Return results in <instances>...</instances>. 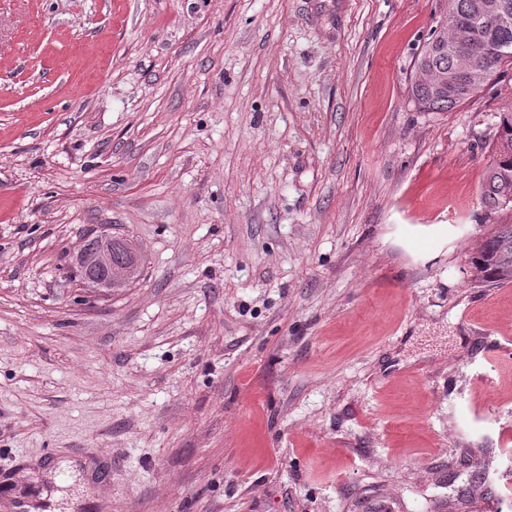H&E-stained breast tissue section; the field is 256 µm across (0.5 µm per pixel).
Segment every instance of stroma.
<instances>
[{"mask_svg": "<svg viewBox=\"0 0 512 512\" xmlns=\"http://www.w3.org/2000/svg\"><path fill=\"white\" fill-rule=\"evenodd\" d=\"M449 9L0 0V512H512V65L418 111ZM483 204L491 211H512V103L499 112L498 135L482 180ZM469 268L475 284L512 283V224L492 225L474 248ZM103 240L101 243H84L80 250L79 261L85 266L90 281L99 283L100 287L123 288L133 282L139 275L141 269V257L130 241L121 237H113ZM112 253L116 255L117 267L129 258L135 261L134 265L124 275L112 277L114 270L112 264Z\"/></svg>", "mask_w": 512, "mask_h": 512, "instance_id": "1", "label": "stroma"}]
</instances>
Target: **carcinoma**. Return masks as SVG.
Listing matches in <instances>:
<instances>
[{"instance_id":"obj_1","label":"carcinoma","mask_w":512,"mask_h":512,"mask_svg":"<svg viewBox=\"0 0 512 512\" xmlns=\"http://www.w3.org/2000/svg\"><path fill=\"white\" fill-rule=\"evenodd\" d=\"M488 0H452V8L424 42L416 66L425 78L413 81L411 98L423 112H449L472 96L471 82L460 75L464 62L484 73L487 82L500 69L512 64V0H503L508 21H486L462 39V29L481 18ZM481 197L490 210L512 211V103L499 112L498 135L490 164L482 180ZM117 265L131 258L134 265L112 279V287L133 282L141 269V257L130 241L112 243ZM470 281L475 284L512 283V224H494L483 237L470 261Z\"/></svg>"}]
</instances>
